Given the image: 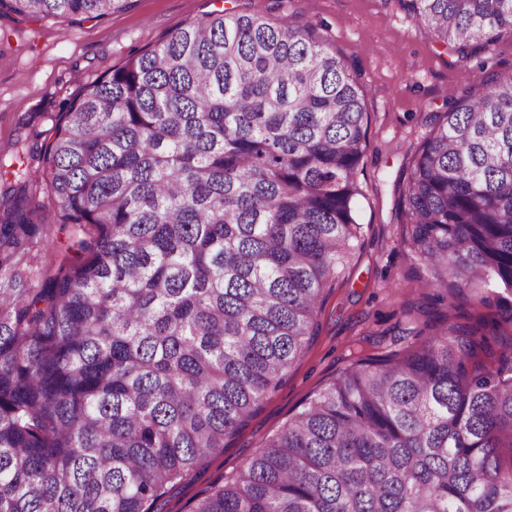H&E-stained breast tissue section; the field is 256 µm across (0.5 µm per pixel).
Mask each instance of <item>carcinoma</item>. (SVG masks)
Segmentation results:
<instances>
[{"instance_id":"obj_1","label":"carcinoma","mask_w":512,"mask_h":512,"mask_svg":"<svg viewBox=\"0 0 512 512\" xmlns=\"http://www.w3.org/2000/svg\"><path fill=\"white\" fill-rule=\"evenodd\" d=\"M398 2L446 45L512 33V0ZM482 85L434 115L403 244L435 291L495 283L496 313L353 355L190 512H512V74ZM367 133L321 34L214 10L70 100L35 176L0 165V512H151L224 447L307 351L361 240ZM54 225L72 256L45 276Z\"/></svg>"}]
</instances>
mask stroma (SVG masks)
<instances>
[{
  "label": "stroma",
  "mask_w": 512,
  "mask_h": 512,
  "mask_svg": "<svg viewBox=\"0 0 512 512\" xmlns=\"http://www.w3.org/2000/svg\"><path fill=\"white\" fill-rule=\"evenodd\" d=\"M292 21L321 33L358 75L368 136L355 179L361 243L318 315L304 356L247 424L176 482L152 512H189L213 483L237 472L289 418L335 379L354 351L384 355L419 343V329L447 315L471 325L491 313L473 293L434 302L402 240L401 202L410 164L448 93L481 94L483 73H512V34L491 48L472 41L457 52L436 41L397 0H127L92 20L34 19L0 13V163L22 173L42 132L69 99L136 53L215 9Z\"/></svg>",
  "instance_id": "1"
}]
</instances>
